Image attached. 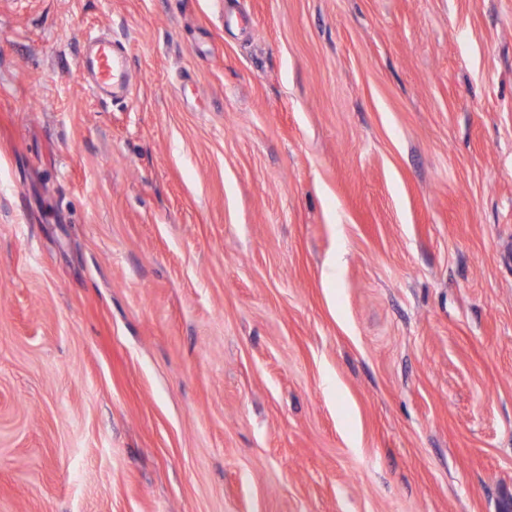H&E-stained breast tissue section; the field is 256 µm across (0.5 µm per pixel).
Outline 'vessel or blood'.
Returning <instances> with one entry per match:
<instances>
[{"instance_id": "obj_1", "label": "vessel or blood", "mask_w": 512, "mask_h": 512, "mask_svg": "<svg viewBox=\"0 0 512 512\" xmlns=\"http://www.w3.org/2000/svg\"><path fill=\"white\" fill-rule=\"evenodd\" d=\"M85 70L91 92L96 97L115 100L128 97L131 91L129 61L115 50L111 41L94 43Z\"/></svg>"}]
</instances>
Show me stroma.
Instances as JSON below:
<instances>
[{"mask_svg": "<svg viewBox=\"0 0 512 512\" xmlns=\"http://www.w3.org/2000/svg\"><path fill=\"white\" fill-rule=\"evenodd\" d=\"M0 512H512V0H0ZM84 68L91 92L97 98L119 100L130 94L129 61L124 54L115 50L112 41H96Z\"/></svg>", "mask_w": 512, "mask_h": 512, "instance_id": "obj_1", "label": "stroma"}]
</instances>
